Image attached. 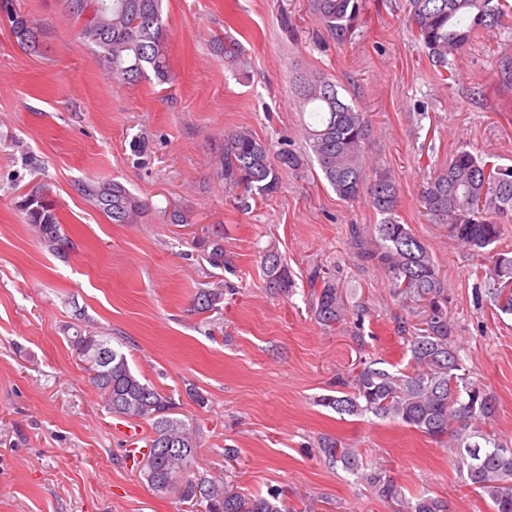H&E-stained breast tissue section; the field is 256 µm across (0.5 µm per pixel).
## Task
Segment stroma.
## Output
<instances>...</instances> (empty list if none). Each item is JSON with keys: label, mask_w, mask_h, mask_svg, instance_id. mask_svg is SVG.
Masks as SVG:
<instances>
[{"label": "stroma", "mask_w": 512, "mask_h": 512, "mask_svg": "<svg viewBox=\"0 0 512 512\" xmlns=\"http://www.w3.org/2000/svg\"><path fill=\"white\" fill-rule=\"evenodd\" d=\"M38 34L23 49L0 19V512H196L151 490L127 461L112 416L70 340L111 337L142 378L171 394L198 433L204 475L245 494L278 488L289 512H393L342 467L324 464L321 436L377 462L405 495L424 491L447 512H489L448 452L420 432L323 406L360 363L404 368L395 331L403 308L378 268L362 264L352 226L380 223L364 201L339 199L318 166L283 172L273 197L240 207L215 173L224 135L249 129L274 149L303 150L302 75L336 82L366 112V150L399 188L396 216L438 261L448 313L471 381L497 401L490 425L512 441V316L481 298V260L423 213L425 169L457 151L512 165V0L447 67L413 34L409 0H363L351 41L323 35L307 0H164L172 75L110 80L60 0H14ZM245 50L244 73L219 49ZM123 183L144 205L115 224L89 187ZM54 205L72 245L58 257L28 224L35 189ZM223 235L226 267L205 259ZM278 251L292 287L266 286L263 256ZM334 273L362 326L313 316L309 275ZM223 284L218 309L197 313L199 289ZM203 402H196V395ZM239 451L224 459L225 447Z\"/></svg>", "instance_id": "obj_1"}]
</instances>
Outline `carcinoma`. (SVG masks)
Returning <instances> with one entry per match:
<instances>
[{"mask_svg": "<svg viewBox=\"0 0 512 512\" xmlns=\"http://www.w3.org/2000/svg\"><path fill=\"white\" fill-rule=\"evenodd\" d=\"M61 2L80 24V38L97 48L113 80L134 84L151 74L160 82L169 80L163 0H82L77 9L70 7L73 0ZM309 7L322 28L344 44L354 34L362 0H309ZM0 15L10 22L20 44L36 43V33L12 0H0ZM502 17L494 0H410L408 22L432 62L445 67L448 55L462 51L479 29L498 25ZM224 59L238 69L247 67L239 43L232 38L224 39ZM297 94L302 111L310 114L306 139L324 179L341 200L354 203L366 198L383 215L370 233L353 230L358 256L385 273L403 306L428 308L422 326L403 319L398 323L399 337L410 352L406 370L392 373L369 362L342 380L343 389L323 402L340 414L370 413L422 433L448 449L450 463L465 485L487 500L490 512H512V443L481 428L495 416L496 400L465 373L439 266L426 244L395 218V182L389 173L369 169L365 113L322 77L304 79ZM307 163L308 157L300 152L271 153L267 143L240 129L224 134L216 175L230 189L268 198L278 192L283 171H297ZM95 197L114 224H132L142 210L138 198L117 181L98 187ZM420 204L434 223L448 227L450 238L489 261L485 275L490 305L500 314L512 315V255L496 248L502 239L501 219L512 214V166L495 165L461 150L447 165L424 176ZM24 210L45 246L56 254L66 252L70 241L61 233L47 196L29 195ZM221 240L219 234L212 239L207 255L215 268L226 263ZM264 264L268 288L289 287L288 269L277 252L268 251ZM310 284L316 321L332 327L345 320L350 313L348 296L336 278L317 269ZM223 301L224 289L204 288L196 295V309L212 311ZM71 343L110 413L149 422L147 452L139 464L154 491L172 493L183 502L203 503L205 512H288L279 490L246 496L223 481L201 475L196 434L184 420L172 416V397L142 380L111 338L78 333ZM100 346L110 351L105 365L97 359ZM318 448L328 465L339 464L358 475L375 495L395 502L398 512H447L443 500L426 493L406 498L386 469L364 463L337 438H320Z\"/></svg>", "mask_w": 512, "mask_h": 512, "instance_id": "1", "label": "carcinoma"}]
</instances>
